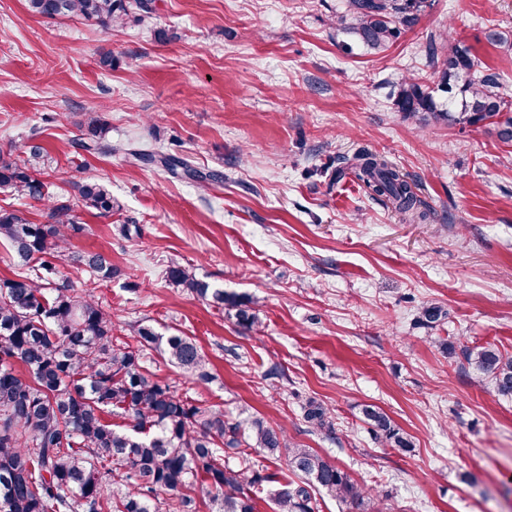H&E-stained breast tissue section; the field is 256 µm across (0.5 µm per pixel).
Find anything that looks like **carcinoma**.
Returning a JSON list of instances; mask_svg holds the SVG:
<instances>
[{"label":"carcinoma","instance_id":"carcinoma-1","mask_svg":"<svg viewBox=\"0 0 512 512\" xmlns=\"http://www.w3.org/2000/svg\"><path fill=\"white\" fill-rule=\"evenodd\" d=\"M428 0H346L347 29L369 51L380 52L402 31L415 26ZM31 13L47 18L75 15L104 30L124 26L149 12V0H27ZM501 75L487 73L465 46L448 50L434 88L414 78L398 89L397 111L448 126L495 124L499 136L512 141L509 101L498 92ZM107 125L98 112L88 114L87 152H110ZM44 148L31 146L21 161L0 159V187L45 202L42 224L14 210L0 209V241H7L24 262H37L31 274L0 280V512H197L191 492L206 486L218 512H255L263 482L278 484L275 512H312L311 490L348 502L359 512L374 509V495L345 471L311 448L288 440L284 430L260 418L244 432L224 413L194 404L144 364L143 351L155 349L167 360L211 380L208 362L196 342L179 332L162 334L150 325L139 328V345L113 336L115 322L95 299L96 281H112L117 269L102 254L73 252L80 231L75 208L107 215L119 208L103 185L75 184L76 202L54 198L50 186L34 176ZM375 197L402 219L426 218L407 175L383 156L359 148L339 159ZM69 259L96 279L76 288L55 260ZM168 281L217 306L232 301L220 288L198 280L176 262ZM472 372L491 379L497 395L512 398V356L489 344L465 348ZM129 419L116 429L104 414ZM364 421L376 437L401 451L412 448L389 417L367 405ZM311 426L334 432V415L311 400L304 412ZM285 463L299 481L258 472L248 449Z\"/></svg>","mask_w":512,"mask_h":512}]
</instances>
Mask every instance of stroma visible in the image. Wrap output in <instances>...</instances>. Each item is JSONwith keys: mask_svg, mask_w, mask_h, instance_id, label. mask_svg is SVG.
I'll return each instance as SVG.
<instances>
[{"mask_svg": "<svg viewBox=\"0 0 512 512\" xmlns=\"http://www.w3.org/2000/svg\"><path fill=\"white\" fill-rule=\"evenodd\" d=\"M151 6L144 22L105 31L0 0V155L40 145L37 176L54 195L74 198L91 179L119 203L107 216L77 208L71 239L121 271L96 290L115 336L135 343L142 323L192 336L210 383L148 351L161 381L242 426L283 427L393 512H512V398L441 349L512 355V142L492 125L422 129L393 104L405 78L436 81L456 44L512 100V0H428L378 53L337 25L345 0ZM493 29L505 43L488 42ZM90 112L104 117L109 153L76 146ZM133 146L189 169L132 163ZM360 147L407 174L425 221L335 179L338 158ZM173 261L247 302L258 325L172 288ZM429 303L447 312L430 327L418 321ZM311 400L333 410L334 435L310 432ZM367 404L411 451L374 439Z\"/></svg>", "mask_w": 512, "mask_h": 512, "instance_id": "1", "label": "stroma"}]
</instances>
